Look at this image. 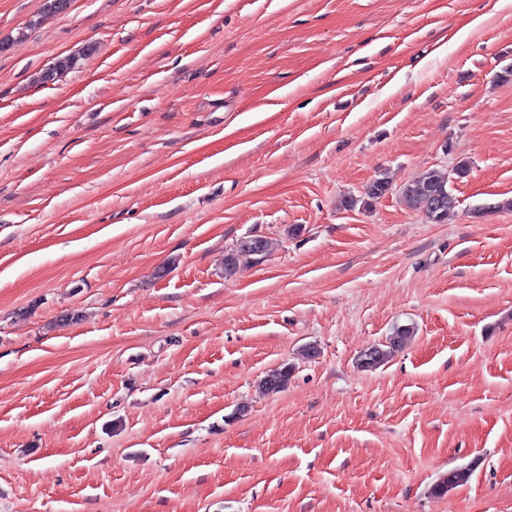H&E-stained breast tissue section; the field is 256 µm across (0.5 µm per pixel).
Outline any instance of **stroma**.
<instances>
[{"label":"stroma","mask_w":512,"mask_h":512,"mask_svg":"<svg viewBox=\"0 0 512 512\" xmlns=\"http://www.w3.org/2000/svg\"><path fill=\"white\" fill-rule=\"evenodd\" d=\"M42 4L0 0V512H512V0ZM467 171L466 162H460L447 176L436 169L429 170L417 180L405 184L401 195L408 205L420 208L430 223L442 224L445 216L457 203L451 184L454 179L464 177ZM434 192L442 194L444 201L442 209L438 212H433L429 208V199ZM272 243L264 237L262 250L259 255L254 254L251 251L245 250L242 247L232 250L228 252L224 258V277L232 278L235 276L240 270L241 258L243 256H263L271 249ZM394 334L396 336V341L390 343L388 349L378 348L371 350L372 348H369L362 352L358 358V364L360 367L373 369L381 363L385 362L392 356L396 346L403 345L409 339V337L412 336L413 328L408 325L397 326L394 329ZM368 351H371V354H368Z\"/></svg>","instance_id":"1"}]
</instances>
